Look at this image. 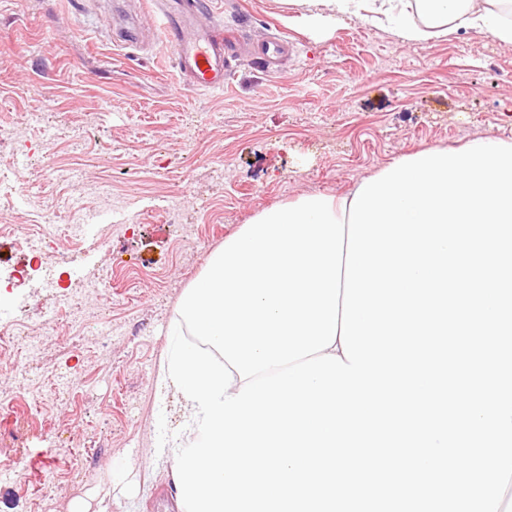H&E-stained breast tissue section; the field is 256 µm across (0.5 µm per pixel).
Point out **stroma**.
<instances>
[{
	"label": "stroma",
	"instance_id": "obj_1",
	"mask_svg": "<svg viewBox=\"0 0 512 512\" xmlns=\"http://www.w3.org/2000/svg\"><path fill=\"white\" fill-rule=\"evenodd\" d=\"M156 0H0V126L31 125L29 154L0 143V168L20 170L54 223L95 215L103 185L125 210L107 223L129 230L89 253L84 272L112 268L105 302L113 324L112 366L70 319L42 347L43 373L24 354L0 358V387L15 405L0 436V512H178L170 463L154 462L157 438L132 419L156 405L155 380L179 299L214 251L258 211L309 193L336 194L399 157L480 137L512 141V45L477 30L419 45L351 18L311 31L282 0H211L213 22L251 50L273 36L294 45L279 73L233 64L221 91L184 86L170 48L155 36ZM137 42L126 43L130 31ZM183 198L181 223L198 225L195 249L166 223ZM52 288L21 285L0 296V319L40 324ZM77 384L74 401L27 406L51 384ZM85 448L59 465L68 443ZM112 467L104 494L98 469ZM45 479L41 501L22 480Z\"/></svg>",
	"mask_w": 512,
	"mask_h": 512
}]
</instances>
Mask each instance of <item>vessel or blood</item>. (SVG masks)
<instances>
[{"label": "vessel or blood", "instance_id": "obj_1", "mask_svg": "<svg viewBox=\"0 0 512 512\" xmlns=\"http://www.w3.org/2000/svg\"><path fill=\"white\" fill-rule=\"evenodd\" d=\"M200 15L196 0H181L176 9L158 10L152 24L171 48L186 86L216 91L223 89L232 63L240 55L223 27L201 23Z\"/></svg>", "mask_w": 512, "mask_h": 512}]
</instances>
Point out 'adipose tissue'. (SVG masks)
<instances>
[{
    "mask_svg": "<svg viewBox=\"0 0 512 512\" xmlns=\"http://www.w3.org/2000/svg\"><path fill=\"white\" fill-rule=\"evenodd\" d=\"M512 0H283L301 10L303 18L320 28L349 16L369 19L390 30L402 42L415 45L448 29L480 30L512 43V24L503 7Z\"/></svg>",
    "mask_w": 512,
    "mask_h": 512,
    "instance_id": "obj_1",
    "label": "adipose tissue"
}]
</instances>
